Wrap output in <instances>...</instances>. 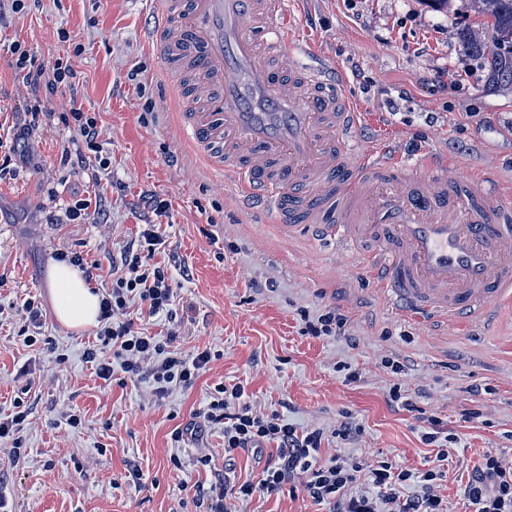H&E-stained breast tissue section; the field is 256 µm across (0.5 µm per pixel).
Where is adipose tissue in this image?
<instances>
[{"label":"adipose tissue","instance_id":"ef3b65f1","mask_svg":"<svg viewBox=\"0 0 512 512\" xmlns=\"http://www.w3.org/2000/svg\"><path fill=\"white\" fill-rule=\"evenodd\" d=\"M49 291L54 314L61 324L75 330L96 324L100 297L89 288L78 268L65 262L54 264Z\"/></svg>","mask_w":512,"mask_h":512}]
</instances>
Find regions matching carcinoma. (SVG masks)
<instances>
[{"label": "carcinoma", "instance_id": "cac0c4a2", "mask_svg": "<svg viewBox=\"0 0 512 512\" xmlns=\"http://www.w3.org/2000/svg\"><path fill=\"white\" fill-rule=\"evenodd\" d=\"M475 13L486 18L481 28H464L458 33L463 49L492 55L503 47L512 48V0H469Z\"/></svg>", "mask_w": 512, "mask_h": 512}]
</instances>
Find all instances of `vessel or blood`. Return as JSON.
I'll use <instances>...</instances> for the list:
<instances>
[{"instance_id":"b4317fda","label":"vessel or blood","mask_w":512,"mask_h":512,"mask_svg":"<svg viewBox=\"0 0 512 512\" xmlns=\"http://www.w3.org/2000/svg\"><path fill=\"white\" fill-rule=\"evenodd\" d=\"M287 0H155L149 39L175 75L184 138L235 182L261 223L319 230L364 258L390 303L417 318L512 305V207L470 168L443 178L373 139L351 154L367 114L292 50ZM201 107L185 111L187 99Z\"/></svg>"}]
</instances>
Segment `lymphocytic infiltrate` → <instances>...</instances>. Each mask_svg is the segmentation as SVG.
<instances>
[{"label":"lymphocytic infiltrate","instance_id":"1","mask_svg":"<svg viewBox=\"0 0 512 512\" xmlns=\"http://www.w3.org/2000/svg\"><path fill=\"white\" fill-rule=\"evenodd\" d=\"M7 50L19 87L24 88L22 110L13 125L15 143L0 156V177L10 174L15 164L26 162L18 143L39 137L56 115L49 103L64 88H72L75 74L68 59L56 58L50 65L36 63L25 44L12 42ZM74 122L82 142L76 149L63 148L61 159L76 173L87 172L90 156L97 153L101 129L98 119L76 106L59 114ZM159 239L153 229H144L138 250H125L120 261L122 274L103 293L96 342L83 352L84 360L98 378L111 380L114 372L127 379L149 380L155 395L165 396L174 386L189 387L212 360L211 350L181 356L172 348L173 336H150L139 331L128 316V304L136 299L149 317L175 320L173 290L168 271L143 260V253H154ZM243 384H216L199 416L204 423L224 428V455L234 458L242 451L261 453L275 446L277 456L265 464L258 483L245 482L227 489L224 480L210 486H196L197 500L205 512H238L237 505L252 497L256 489L273 493L293 483L300 485L314 502L328 512H448V503L436 491L443 477L442 464L447 449L438 447L440 421H429L421 440L437 445V466L423 472L398 468L392 461L373 462L350 457L322 460L324 432L303 430L276 414H263L247 404ZM414 484V494L401 495L400 489ZM468 512H512V464L495 453L484 454L473 469L463 491Z\"/></svg>","mask_w":512,"mask_h":512}]
</instances>
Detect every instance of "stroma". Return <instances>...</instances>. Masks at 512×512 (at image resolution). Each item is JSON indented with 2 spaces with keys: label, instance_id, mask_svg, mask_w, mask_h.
Returning <instances> with one entry per match:
<instances>
[{
  "label": "stroma",
  "instance_id": "stroma-1",
  "mask_svg": "<svg viewBox=\"0 0 512 512\" xmlns=\"http://www.w3.org/2000/svg\"><path fill=\"white\" fill-rule=\"evenodd\" d=\"M0 0V137L9 138L21 104L5 46L25 42L38 61L70 57L75 101L96 113L102 154L110 161L96 185L60 164L76 128L53 122L29 149L30 163L0 178V415L17 398L32 408L25 453L11 461L0 444V495L13 512H200L195 488L224 469V428H203L175 443L217 383H243L252 408L303 429H322L323 458H387L418 471L435 466L436 449L421 431L439 417L455 434L439 485L450 512H466L463 489L486 452L512 462V308L494 321L445 322L396 313L359 249L319 242L310 233L257 223L240 206L238 188L209 168L179 131V109L165 65L145 33L153 0H27L12 12ZM292 26L304 45L342 71L346 91L367 92L366 110L402 96L404 109L386 125L402 131L397 149L420 161L438 158L444 176L457 164L512 185V69L462 50L455 38L478 25L468 0L433 11L425 0H293ZM437 113L426 124L423 113ZM168 205L163 215L137 209L142 193ZM95 195L104 224H51L47 200ZM162 239L153 261L167 267L177 323L144 322L160 336L175 330V351H215L192 387L157 397L149 381H104L84 362L93 328L72 330L54 315L48 272L61 255L81 253L108 272L145 225ZM42 305L45 327L35 345L19 330L26 298ZM333 310L347 319V338L303 332L302 313ZM407 359L396 377L381 364ZM359 373L346 383L340 365ZM416 394L415 412L388 404L393 385ZM485 388L474 398L470 387ZM476 408L480 417L463 420ZM85 420L74 432L65 412ZM359 427L336 438L343 417ZM185 469H175L171 456ZM207 456V467L192 461ZM142 480H123L129 465ZM240 512H324L300 488L256 492Z\"/></svg>",
  "mask_w": 512,
  "mask_h": 512
}]
</instances>
